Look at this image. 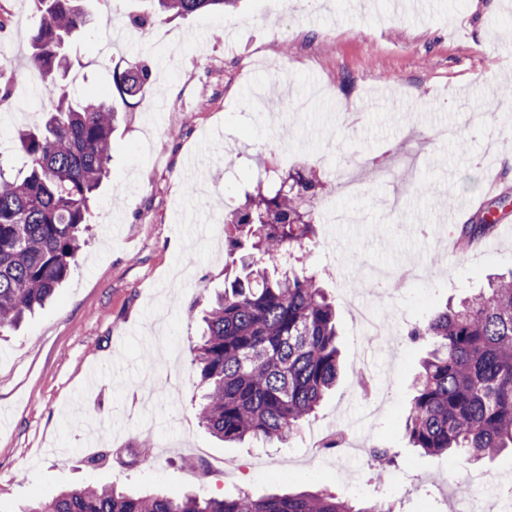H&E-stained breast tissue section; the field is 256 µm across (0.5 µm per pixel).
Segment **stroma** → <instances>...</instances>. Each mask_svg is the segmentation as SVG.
<instances>
[{
  "mask_svg": "<svg viewBox=\"0 0 512 512\" xmlns=\"http://www.w3.org/2000/svg\"><path fill=\"white\" fill-rule=\"evenodd\" d=\"M239 0L232 12L159 20L124 18L143 0H89V25L71 45L88 66L83 91L112 92L114 67L148 57L150 89L112 134L78 263L52 303L0 338V512H21L61 491L112 485L138 496L234 498L323 491L394 512H448L447 455L411 448L406 409L429 338L406 339L448 301L512 271V223L465 253H449L442 206L467 222L495 170L512 188V88L472 78L512 75V0ZM32 0H0V72L20 83L0 112V162L21 166L15 136L40 125L28 90ZM447 127L446 141L418 146L414 132ZM422 151L412 171L378 180L375 162ZM202 153L200 170L188 168ZM289 171L316 165L362 170L360 196L340 195L346 223H319L309 262L336 307L344 370L317 414L290 442L226 443L199 418L191 346L203 309L224 285V212L264 162ZM443 254L417 281L378 282L369 267L409 266ZM378 306L402 332L381 358L361 351L356 306ZM389 381L390 399L364 424L363 391ZM344 426L397 451L384 479L308 445ZM150 444L149 459L138 448ZM233 458L244 471L224 474ZM430 482L408 493L412 472Z\"/></svg>",
  "mask_w": 512,
  "mask_h": 512,
  "instance_id": "stroma-1",
  "label": "stroma"
}]
</instances>
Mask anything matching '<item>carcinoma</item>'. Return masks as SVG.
<instances>
[{
	"label": "carcinoma",
	"mask_w": 512,
	"mask_h": 512,
	"mask_svg": "<svg viewBox=\"0 0 512 512\" xmlns=\"http://www.w3.org/2000/svg\"><path fill=\"white\" fill-rule=\"evenodd\" d=\"M86 0H33L39 23L30 63L45 79V120L23 133L26 172L0 170V333L45 306L76 267L89 203L108 174L121 109L152 83L138 59L112 70L114 94L73 97V35L89 23ZM127 22L146 28L161 13L233 9L237 0H148ZM224 216V248L242 275L217 293L202 317L193 364L203 388L199 417L216 437L284 445L317 410L339 375L336 313L306 266L318 220L312 200L327 184L312 165L283 177L275 167ZM486 209L461 228L466 245L495 223ZM408 336L433 340L422 361L405 429L412 447L452 454L468 465L512 449V273L447 305ZM21 512H392L355 508L331 493L254 499L163 494L133 497L87 485Z\"/></svg>",
	"instance_id": "1"
}]
</instances>
